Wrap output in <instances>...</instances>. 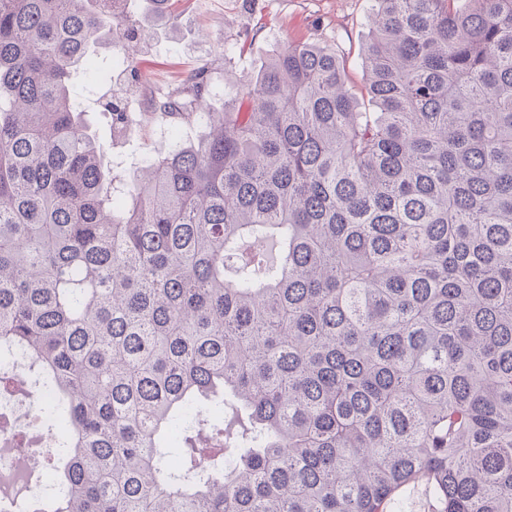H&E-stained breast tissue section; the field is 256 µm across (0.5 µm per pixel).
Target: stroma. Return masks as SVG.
<instances>
[{"label":"stroma","mask_w":512,"mask_h":512,"mask_svg":"<svg viewBox=\"0 0 512 512\" xmlns=\"http://www.w3.org/2000/svg\"><path fill=\"white\" fill-rule=\"evenodd\" d=\"M370 5V0H180L173 23L161 26L151 21L146 0H126L125 14L141 21L146 35L145 52L138 58L141 84L132 83L128 72L119 71L118 54L105 44L74 75L72 93L85 108V119L114 170L130 176L145 154L186 136V127L162 119L152 101L177 88L203 63L211 65L213 103L218 106L237 81L254 75L275 47L319 37L345 59L348 84L353 92H360ZM254 19L260 24L258 32L246 40L233 73L225 74L227 38ZM114 97L138 117L129 129L112 128L103 113V103Z\"/></svg>","instance_id":"stroma-1"}]
</instances>
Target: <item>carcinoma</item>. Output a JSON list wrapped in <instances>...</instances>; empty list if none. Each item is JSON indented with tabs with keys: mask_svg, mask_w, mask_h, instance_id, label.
<instances>
[{
	"mask_svg": "<svg viewBox=\"0 0 512 512\" xmlns=\"http://www.w3.org/2000/svg\"><path fill=\"white\" fill-rule=\"evenodd\" d=\"M103 0H0V392L41 406V512H512V0H372L357 98L287 44L114 172L69 85ZM173 22L174 0H148ZM111 124H128L113 101ZM400 497L404 501V512H432L434 502L424 482L411 484L402 489Z\"/></svg>",
	"mask_w": 512,
	"mask_h": 512,
	"instance_id": "1",
	"label": "carcinoma"
}]
</instances>
